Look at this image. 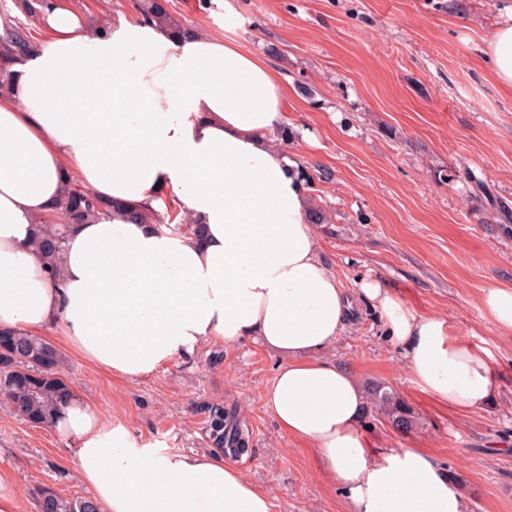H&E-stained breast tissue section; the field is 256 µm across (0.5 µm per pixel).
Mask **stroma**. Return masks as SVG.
Wrapping results in <instances>:
<instances>
[{
    "label": "stroma",
    "instance_id": "1",
    "mask_svg": "<svg viewBox=\"0 0 512 512\" xmlns=\"http://www.w3.org/2000/svg\"><path fill=\"white\" fill-rule=\"evenodd\" d=\"M200 32L238 39L283 79L287 148L306 167L307 188L326 214L316 225L321 256L344 288L369 278L416 315L446 319L453 338L490 350L493 401L450 410L411 380L405 354L385 334L372 301L324 359L359 385L382 383L413 409L414 429L394 431L365 411L360 429L375 448H421L466 502V512H512V335L485 319L488 288L512 284V92L499 87L482 51L512 0H167ZM87 23L135 16V0H69ZM235 25L225 26V16ZM75 393L140 444L205 453L202 402L223 404L248 434L233 459L269 493L271 512H350L340 484L314 448L280 431L264 393L280 359L248 339L217 338L160 365L150 376H112L72 348ZM223 352L213 362V352ZM88 496L74 455L50 428H36L0 404V490L17 512H36L33 486Z\"/></svg>",
    "mask_w": 512,
    "mask_h": 512
}]
</instances>
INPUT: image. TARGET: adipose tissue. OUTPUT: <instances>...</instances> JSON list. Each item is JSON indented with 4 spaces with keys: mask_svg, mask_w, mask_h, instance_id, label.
I'll return each instance as SVG.
<instances>
[{
    "mask_svg": "<svg viewBox=\"0 0 512 512\" xmlns=\"http://www.w3.org/2000/svg\"><path fill=\"white\" fill-rule=\"evenodd\" d=\"M40 20L47 34L32 57L0 53L11 80L0 95V328L63 330L130 380L213 339L255 338L281 359L265 408L316 450L352 512H466L424 451L369 446L362 389L319 357L354 300L322 260L300 161L273 144L286 104L277 70L236 40L195 30L173 40L141 16L90 36L65 0H42ZM484 55L512 90V5ZM68 182L138 212L172 195L203 236L125 216L83 224L55 282L30 239L35 222L58 219ZM359 293L381 309L423 392L460 411L494 397L488 350L452 338L439 316L410 313L376 281ZM481 306L512 334V285L487 289ZM55 432L72 442L101 512H271L269 495L223 458L140 446L80 397Z\"/></svg>",
    "mask_w": 512,
    "mask_h": 512,
    "instance_id": "ef3b65f1",
    "label": "adipose tissue"
}]
</instances>
